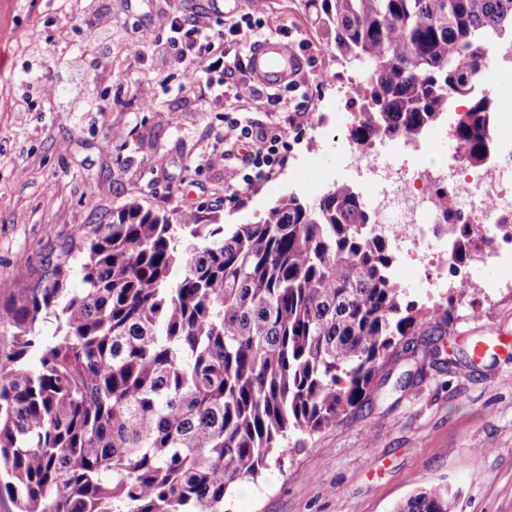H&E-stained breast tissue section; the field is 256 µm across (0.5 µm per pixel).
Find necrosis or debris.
<instances>
[{
  "mask_svg": "<svg viewBox=\"0 0 512 512\" xmlns=\"http://www.w3.org/2000/svg\"><path fill=\"white\" fill-rule=\"evenodd\" d=\"M492 141L487 162L473 170L464 168L455 154L424 168L406 157L384 164L374 147L340 135L332 138L331 147L362 179L375 228L394 239L399 268L422 271L423 282L436 288L450 276L468 283L475 270L488 265L512 271V112H498ZM445 196L464 222L478 229L475 246L462 264L444 236Z\"/></svg>",
  "mask_w": 512,
  "mask_h": 512,
  "instance_id": "obj_1",
  "label": "necrosis or debris"
}]
</instances>
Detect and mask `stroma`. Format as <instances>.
<instances>
[{
    "instance_id": "1",
    "label": "stroma",
    "mask_w": 512,
    "mask_h": 512,
    "mask_svg": "<svg viewBox=\"0 0 512 512\" xmlns=\"http://www.w3.org/2000/svg\"><path fill=\"white\" fill-rule=\"evenodd\" d=\"M266 5L282 22L277 39L305 60L295 87L279 88L277 112L265 95L238 99L224 91L222 69L211 72V92L224 100L218 106L182 90L175 68L161 72L151 58L131 57L125 33H136L147 52L167 36L169 15H209L210 0H0V281L30 282L74 228L106 223L134 200L249 224L283 195L314 196L318 180L348 182L328 147L348 130L336 97L339 67L300 0ZM105 6L112 38L97 56L85 29ZM46 80L57 88L50 101L31 87ZM144 81L153 85L151 109L133 95ZM305 97L311 109L295 117ZM90 101L112 109L88 111ZM242 117L280 129L290 149L272 181L228 204L226 162L214 136ZM499 276L481 270L469 284L472 296L451 309L444 303L455 280L427 288L400 278L409 299L436 307L435 316L396 346L362 407L257 482L232 487L225 512H392L437 484L457 492V512H512V282L491 287ZM487 337L504 350L473 356V345Z\"/></svg>"
}]
</instances>
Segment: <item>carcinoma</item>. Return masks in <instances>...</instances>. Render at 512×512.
<instances>
[{
    "label": "carcinoma",
    "instance_id": "carcinoma-1",
    "mask_svg": "<svg viewBox=\"0 0 512 512\" xmlns=\"http://www.w3.org/2000/svg\"><path fill=\"white\" fill-rule=\"evenodd\" d=\"M302 2L355 75L352 140L418 137L466 100L453 140L484 164L496 109L475 88L512 60V0ZM370 223L360 194L334 183L252 224L132 201L77 229L33 283L0 287V496L17 512H224L231 483L362 406L433 316L389 277L393 243ZM448 233L461 262V218ZM394 512L455 500L434 486Z\"/></svg>",
    "mask_w": 512,
    "mask_h": 512
}]
</instances>
